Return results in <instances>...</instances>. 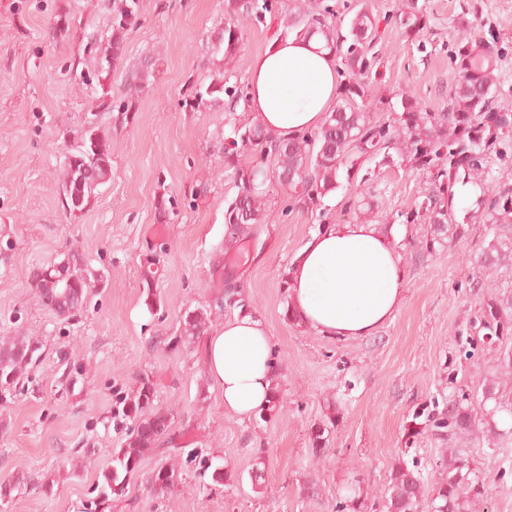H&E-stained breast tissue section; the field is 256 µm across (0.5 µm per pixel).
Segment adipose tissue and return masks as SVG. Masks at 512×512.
Returning <instances> with one entry per match:
<instances>
[{"mask_svg":"<svg viewBox=\"0 0 512 512\" xmlns=\"http://www.w3.org/2000/svg\"><path fill=\"white\" fill-rule=\"evenodd\" d=\"M336 56L323 38H275L249 65L254 121L287 140L320 129L336 101ZM289 309L318 333L357 340L398 311L406 285L401 257L374 224H330L302 247L289 271ZM208 375L226 412L259 413L271 398L277 360L259 317L240 313L206 338Z\"/></svg>","mask_w":512,"mask_h":512,"instance_id":"adipose-tissue-1","label":"adipose tissue"}]
</instances>
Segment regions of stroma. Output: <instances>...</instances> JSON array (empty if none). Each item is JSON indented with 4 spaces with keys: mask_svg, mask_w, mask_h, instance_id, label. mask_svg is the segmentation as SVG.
Returning a JSON list of instances; mask_svg holds the SVG:
<instances>
[{
    "mask_svg": "<svg viewBox=\"0 0 512 512\" xmlns=\"http://www.w3.org/2000/svg\"><path fill=\"white\" fill-rule=\"evenodd\" d=\"M378 22L379 62L366 80L371 120L386 115V101L409 91L428 110L447 109L457 79L451 60L462 28L496 39V74L503 105L512 107V0H418L426 10L422 30L396 22L410 0H370ZM119 0H0V335L38 337L45 354L33 372L31 393L0 409V481L19 475L30 488L13 490L0 512H82L120 435L112 397L153 377L156 403L173 431L194 426L199 448L223 466L226 478H200L194 464L178 467L182 484L153 497L147 478L170 453L159 442L146 455L124 497L108 512H336L337 491L360 485L366 512H381L380 496L395 465L418 462L431 476L443 441L427 421L448 399L474 392L495 363V352L475 322L470 288L473 258L486 227L458 206L462 236L427 254L410 244L406 226L393 239L407 272L394 318L373 335L344 340L319 334L286 317L281 282L305 242L322 226L317 212L290 200L271 183L266 206L275 215L243 254L225 252L227 201L237 193L224 168V111L189 112L187 93L216 78L213 52L224 29V0H140L141 18L124 43V65L105 83L83 82L96 71L112 42ZM296 0H275L264 21L238 14L243 34L240 80L252 58L270 45ZM144 72L142 84L132 75ZM136 93L135 111L111 110ZM110 104L99 107L100 96ZM112 144V173L91 207L69 213L60 178L67 151L88 126ZM378 187L380 214L398 215L422 201L430 181L420 172L364 160L325 198L328 221L356 222L347 208L364 175ZM84 254L102 277L86 311L57 320L36 301L33 267ZM163 274L146 286V259ZM239 279L252 314L273 337L282 393L269 421L226 413L204 364V346L172 348L185 311L211 309L213 327L233 317L214 310L223 270ZM156 303L146 306L147 290ZM86 367L62 387L59 351ZM334 416L329 449L311 453L313 424ZM505 435L495 466L481 434L459 443L473 481L487 494L483 512H512V416L498 413ZM263 450L261 487L250 473Z\"/></svg>",
    "mask_w": 512,
    "mask_h": 512,
    "instance_id": "obj_1",
    "label": "stroma"
}]
</instances>
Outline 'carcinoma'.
<instances>
[{
  "instance_id": "1",
  "label": "carcinoma",
  "mask_w": 512,
  "mask_h": 512,
  "mask_svg": "<svg viewBox=\"0 0 512 512\" xmlns=\"http://www.w3.org/2000/svg\"><path fill=\"white\" fill-rule=\"evenodd\" d=\"M245 7L242 0H225L228 21L215 45L223 53V77L206 89H195L181 102L191 112H201L218 103L224 105V121L231 133L224 138V165L232 169L238 187L236 196L228 203L225 220L229 237L227 249H233L243 239H253L270 223L265 207L268 174L285 176L280 184L291 196L317 207L322 199L339 187L340 168L351 170L359 160L372 159L382 150L393 149L397 159L385 155L389 162L420 171L432 181V187L421 203L398 215L403 224H412L418 235L414 245L432 253L445 244L450 232L463 234L454 227L455 187L467 184L480 186L484 198L472 218L487 226L492 238L474 258L478 275L470 287L480 294L476 321L486 336L496 338L500 354L490 375L480 384L481 395L463 393L460 399L448 401V408L439 419L432 420L438 438L449 444L479 431L494 445L502 436L495 416L499 412L512 415V402L504 401V387L512 381V286L490 284L487 277L504 266L512 267V184L493 185L487 180V158L494 153L501 160L512 159V108L501 104L495 74L496 62L489 42L474 38L457 45L451 58L461 72L451 104L443 112H430L409 92L400 96L397 104H389L386 120L372 121L366 104L356 98L364 97L363 79L369 77L377 64L374 51L378 33L368 9L367 0L344 5L351 13L350 38L338 42L336 27L329 19L337 11L329 4L299 9L288 16L282 36L293 32L309 36L319 34L327 46L340 58V73L348 82L336 97V104L315 133L295 139L279 140L260 124L237 123L235 114L240 102L247 101V85L238 81L237 66L241 55L242 34L234 17ZM139 0H122L112 16L111 55L99 65L97 80L103 81L123 63L126 32L139 23ZM251 148L259 152L268 167L239 165L240 151ZM112 172L110 140L89 128L80 141L68 152L64 164L61 189L66 199L73 195L82 198L79 206L69 204V212H82L98 195ZM353 211L368 215L377 207L373 186L360 189L351 201ZM98 282L80 254L67 255L55 264L46 263L34 271L31 285L39 303L61 320H70L87 307L92 289ZM215 305L249 309L241 298L240 285L221 278ZM210 314L185 311L182 328L172 337V346L191 345L204 335ZM42 342L34 336L0 337V407L18 400L29 382L31 369L41 362ZM156 387L149 375L140 378L135 389L116 398L112 404V421L126 428L120 447L112 449V465L103 472V482L96 486L97 495L89 501L85 512H105L112 500L122 497L130 479L138 472L145 455L158 442L170 436L168 414L155 403ZM334 418L311 429L312 453L319 458L327 452L329 426ZM172 454H187L198 461L203 472H211V480L224 481V470L197 448L187 449L192 441L171 439ZM470 462L462 449L452 448L442 454L431 481L422 476L417 465L399 463L393 469L382 496L383 512H477L479 499L485 489L469 482ZM175 464L162 465L149 477V491L156 497L172 491L178 483ZM363 493L355 488L336 503L337 512H364Z\"/></svg>"
}]
</instances>
